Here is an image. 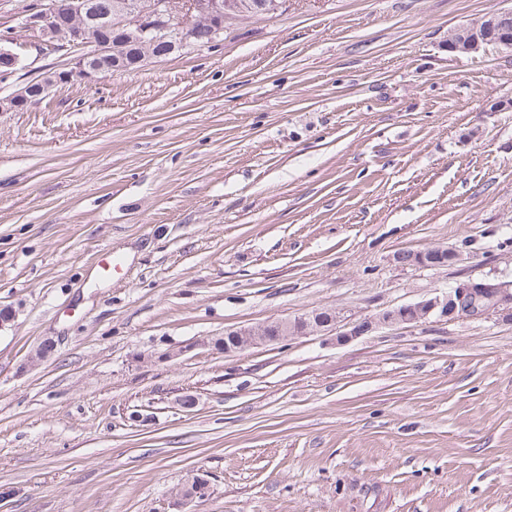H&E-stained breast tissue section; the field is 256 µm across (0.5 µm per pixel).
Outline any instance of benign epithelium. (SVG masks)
I'll return each mask as SVG.
<instances>
[{"label":"benign epithelium","mask_w":512,"mask_h":512,"mask_svg":"<svg viewBox=\"0 0 512 512\" xmlns=\"http://www.w3.org/2000/svg\"><path fill=\"white\" fill-rule=\"evenodd\" d=\"M281 8V0H113L110 10L101 12L95 0H63L61 3L54 0L27 9L19 26L31 33L39 47L52 50L85 47L92 32L112 28L121 31V37L111 44L101 45L102 52L110 53L116 59L122 44L134 41L144 59L153 57L156 40L160 37L167 39L172 53L189 47H213L222 42L226 22L253 17L260 12L274 15ZM511 16V10H502L455 28L448 34V52L455 55L480 52L481 33L489 27L507 23ZM201 31L208 33L209 42L205 45L196 42ZM11 44L9 38L0 40V80L10 78L22 68L20 55ZM101 73L102 69L91 66L88 56L83 54L71 66L50 70L40 79L24 83L12 95L1 99L0 112H14L42 99L53 89L91 82ZM459 257L460 254L452 248L437 247L411 253L404 264L440 266L454 263ZM489 316L512 323V280H462L441 295L390 308L361 321L347 318L340 311L326 320L316 319L310 313L293 319H273L256 326L226 329L224 336L233 340L236 352L321 331L334 334L336 344L342 345L380 327H415L431 318L457 320ZM209 491V480L197 476L192 493L188 496L179 494L177 501L183 505L202 501Z\"/></svg>","instance_id":"obj_1"}]
</instances>
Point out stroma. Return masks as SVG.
Returning a JSON list of instances; mask_svg holds the SVG:
<instances>
[{"mask_svg": "<svg viewBox=\"0 0 512 512\" xmlns=\"http://www.w3.org/2000/svg\"><path fill=\"white\" fill-rule=\"evenodd\" d=\"M30 2L0 0V98L79 54L36 49ZM510 8L285 0L0 112V512H177L196 472L194 512H512L511 323L210 344L512 279V50L448 51ZM436 246L461 261L392 262ZM11 44V38L0 40V80L10 78L23 67L20 55Z\"/></svg>", "mask_w": 512, "mask_h": 512, "instance_id": "1", "label": "stroma"}]
</instances>
